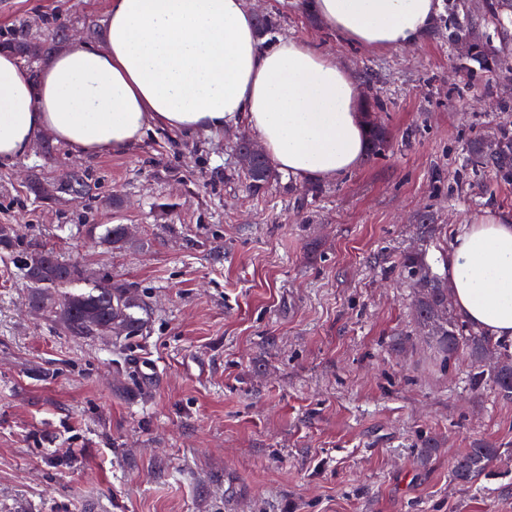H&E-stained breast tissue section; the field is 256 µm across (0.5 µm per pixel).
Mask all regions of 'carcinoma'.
<instances>
[{"mask_svg": "<svg viewBox=\"0 0 512 512\" xmlns=\"http://www.w3.org/2000/svg\"><path fill=\"white\" fill-rule=\"evenodd\" d=\"M493 25L494 36L479 41L470 38L472 26L468 17H460L458 3L450 0L448 7L449 39L467 47L466 59L478 63L480 70L494 76L502 67V53L512 40L508 26L512 25V0H483L477 6ZM498 38L500 46L493 44ZM369 128V155L379 156L388 145L385 129L368 112L364 113ZM494 140L498 150H488ZM239 159L246 187L260 192L279 180L267 156L257 155L251 143L239 140L233 146ZM462 167L476 177L485 172L499 174L503 181L512 179V124L500 125L492 136L477 135L470 142ZM420 245L405 252L397 265L399 276L413 289L415 321L428 329L441 358L449 365L458 356L466 357L472 366L469 385L475 390L488 386L503 399H512V343L490 342L485 334L461 320L448 305V279L433 271L427 260V242L435 234L428 216L422 218ZM24 278L32 288L30 302L34 309L44 310L53 300L49 289L67 286L76 281L80 268L75 261H62L52 249L23 252L19 255ZM144 310L140 300L126 287H100L88 293L71 294L61 312V322L70 336H105L115 333L123 340L143 335L147 321L138 315ZM498 449L478 445L455 459L452 465L454 480L470 483L482 474Z\"/></svg>", "mask_w": 512, "mask_h": 512, "instance_id": "cac0c4a2", "label": "carcinoma"}]
</instances>
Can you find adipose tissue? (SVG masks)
Here are the masks:
<instances>
[{"mask_svg": "<svg viewBox=\"0 0 512 512\" xmlns=\"http://www.w3.org/2000/svg\"><path fill=\"white\" fill-rule=\"evenodd\" d=\"M441 0H313L346 39L417 44ZM245 123L271 162L300 179L357 167L367 146L358 81L335 56L292 37L257 40L245 0H111L101 39L71 43L39 77L0 53V165L49 132L77 155L122 153L152 125L183 134ZM461 316L512 339V211L459 225L442 259Z\"/></svg>", "mask_w": 512, "mask_h": 512, "instance_id": "adipose-tissue-1", "label": "adipose tissue"}]
</instances>
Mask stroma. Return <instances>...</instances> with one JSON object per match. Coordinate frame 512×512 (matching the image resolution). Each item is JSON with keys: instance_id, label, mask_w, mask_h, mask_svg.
Listing matches in <instances>:
<instances>
[{"instance_id": "1", "label": "stroma", "mask_w": 512, "mask_h": 512, "mask_svg": "<svg viewBox=\"0 0 512 512\" xmlns=\"http://www.w3.org/2000/svg\"><path fill=\"white\" fill-rule=\"evenodd\" d=\"M308 0H246L356 74L390 146L306 185L288 173L253 193L232 145L244 125L183 135L155 126L127 152L78 156L50 133L0 165V226L24 250L54 248L82 277L66 293L130 288L147 332L66 335L30 307L0 249V512H512V400L471 391L469 365H440L396 269L437 226L439 267L458 224L512 211L494 173L459 179L470 139L512 122V68L497 92L464 68L443 17L413 47L367 49L327 29ZM110 0H0V52L21 22L39 71L99 39ZM61 18L64 36L46 21ZM89 196L59 193L66 172ZM39 177L48 199L30 189ZM125 224L122 245L104 236ZM439 446L422 453L420 435ZM500 457L473 483L455 458ZM499 455L497 448L487 445H477L469 448L467 452L455 459L452 465L454 480L462 483H470L482 474L492 460Z\"/></svg>"}]
</instances>
